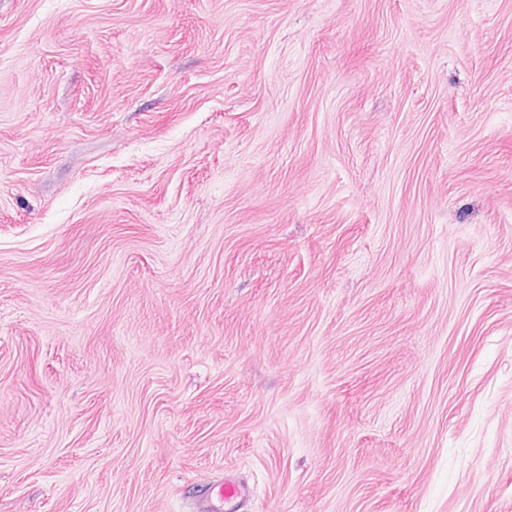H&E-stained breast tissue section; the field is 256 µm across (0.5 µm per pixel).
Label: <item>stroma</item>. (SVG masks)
Listing matches in <instances>:
<instances>
[{
	"mask_svg": "<svg viewBox=\"0 0 512 512\" xmlns=\"http://www.w3.org/2000/svg\"><path fill=\"white\" fill-rule=\"evenodd\" d=\"M512 512V0H0V512ZM248 494L244 485L236 484L232 481H225L220 487L219 496L224 500L226 512H237L239 502Z\"/></svg>",
	"mask_w": 512,
	"mask_h": 512,
	"instance_id": "35a3bbf8",
	"label": "stroma"
}]
</instances>
